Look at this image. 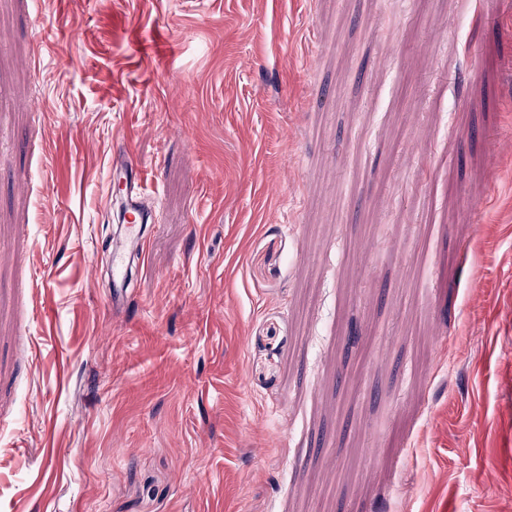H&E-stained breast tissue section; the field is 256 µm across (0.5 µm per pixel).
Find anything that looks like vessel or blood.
Masks as SVG:
<instances>
[{
  "label": "vessel or blood",
  "instance_id": "obj_1",
  "mask_svg": "<svg viewBox=\"0 0 512 512\" xmlns=\"http://www.w3.org/2000/svg\"><path fill=\"white\" fill-rule=\"evenodd\" d=\"M113 171L125 172L121 196L124 201L126 233L112 254V305L120 307L126 298V281L131 261L142 256L148 224L154 223L153 213L143 205L144 178L141 168L132 164L129 149L115 151L112 156Z\"/></svg>",
  "mask_w": 512,
  "mask_h": 512
}]
</instances>
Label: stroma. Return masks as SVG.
<instances>
[{"mask_svg": "<svg viewBox=\"0 0 512 512\" xmlns=\"http://www.w3.org/2000/svg\"><path fill=\"white\" fill-rule=\"evenodd\" d=\"M0 512H512V0H0ZM125 171L126 178L121 189L124 201V221L129 224L120 244L112 254V307L124 304L126 298V281L131 261L142 257L146 240V224L155 223L154 214L143 206L145 199L142 169L132 167V156L126 147L112 155V171ZM129 173V175H127Z\"/></svg>", "mask_w": 512, "mask_h": 512, "instance_id": "35a3bbf8", "label": "stroma"}]
</instances>
